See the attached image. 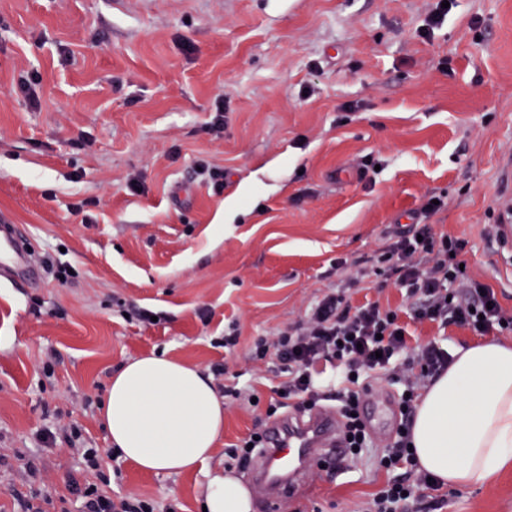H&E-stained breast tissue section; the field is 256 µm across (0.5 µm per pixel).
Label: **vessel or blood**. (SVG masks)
Returning <instances> with one entry per match:
<instances>
[{
	"mask_svg": "<svg viewBox=\"0 0 512 512\" xmlns=\"http://www.w3.org/2000/svg\"><path fill=\"white\" fill-rule=\"evenodd\" d=\"M33 273L29 255L13 225L0 226V275L20 283ZM270 442V449L255 465L252 481L258 492L276 500L296 496L305 483L303 464L309 456L338 461L346 455L340 443V422L332 410L287 427L273 425Z\"/></svg>",
	"mask_w": 512,
	"mask_h": 512,
	"instance_id": "vessel-or-blood-1",
	"label": "vessel or blood"
}]
</instances>
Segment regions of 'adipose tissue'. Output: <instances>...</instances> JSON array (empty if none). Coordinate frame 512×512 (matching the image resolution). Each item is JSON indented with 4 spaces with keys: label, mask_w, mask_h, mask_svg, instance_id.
Instances as JSON below:
<instances>
[{
    "label": "adipose tissue",
    "mask_w": 512,
    "mask_h": 512,
    "mask_svg": "<svg viewBox=\"0 0 512 512\" xmlns=\"http://www.w3.org/2000/svg\"><path fill=\"white\" fill-rule=\"evenodd\" d=\"M111 448L149 473L205 465L224 432V398L193 364L144 355L113 375L99 410ZM421 469L443 484L493 482L512 467V345L487 341L455 351L423 393L411 433ZM207 512H253L235 475L209 474Z\"/></svg>",
    "instance_id": "adipose-tissue-1"
}]
</instances>
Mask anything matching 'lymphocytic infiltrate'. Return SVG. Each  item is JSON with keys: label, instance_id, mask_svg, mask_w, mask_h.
<instances>
[{"label": "lymphocytic infiltrate", "instance_id": "lymphocytic-infiltrate-1", "mask_svg": "<svg viewBox=\"0 0 512 512\" xmlns=\"http://www.w3.org/2000/svg\"><path fill=\"white\" fill-rule=\"evenodd\" d=\"M439 210L424 201L414 212L415 229L394 228L393 241L378 261L397 277L410 301L409 316L416 322L456 325L483 335L490 329L512 333V310L504 309L489 284L469 278L462 265L468 245L465 238L436 231L429 219ZM406 327L396 310L373 301L352 305L341 293L324 295L305 319L272 336L258 338L253 358L272 361L282 382L267 419L293 404L307 409L332 400L345 421L349 435V461L361 459L370 435L359 413L360 395L369 385L372 372L386 368L409 349ZM412 350V349H409ZM410 361L401 363L406 393L397 405L400 422L389 448L376 460L378 468L390 470L407 463L403 477L388 481L366 500L360 512H414L425 489L435 490L438 479L415 468L411 427L420 392L447 370V352L436 344L417 346ZM327 363L335 373L321 382L315 367ZM81 512H154L144 499L126 496L116 500L91 486L80 490Z\"/></svg>", "mask_w": 512, "mask_h": 512}]
</instances>
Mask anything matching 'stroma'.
Segmentation results:
<instances>
[{
	"mask_svg": "<svg viewBox=\"0 0 512 512\" xmlns=\"http://www.w3.org/2000/svg\"><path fill=\"white\" fill-rule=\"evenodd\" d=\"M436 4L0 0V225H17L45 270L36 287L0 280V512H17V490L38 492L43 512H77L76 482L200 512L210 470L275 399L278 378L249 359L254 339L330 289L407 310L372 259L428 197L444 202L436 230L469 239L470 276L512 309V266L489 241L512 208V0H457L427 37ZM30 73L34 105L18 88ZM219 105L216 135L205 125ZM202 158L223 168L222 193L197 178ZM369 158L379 170L364 172ZM88 197L89 224L70 209ZM133 304L157 322L126 317ZM408 330L412 347L482 342L454 326ZM149 354L224 363L253 386L258 405L225 401L209 465L145 473L110 448V378ZM73 429L72 447L39 440ZM390 440L340 472L312 461L303 491L274 506L255 496L256 512H354L388 480L373 460ZM79 447L98 449L99 468ZM432 496L435 512H512V470Z\"/></svg>",
	"mask_w": 512,
	"mask_h": 512,
	"instance_id": "1",
	"label": "stroma"
}]
</instances>
